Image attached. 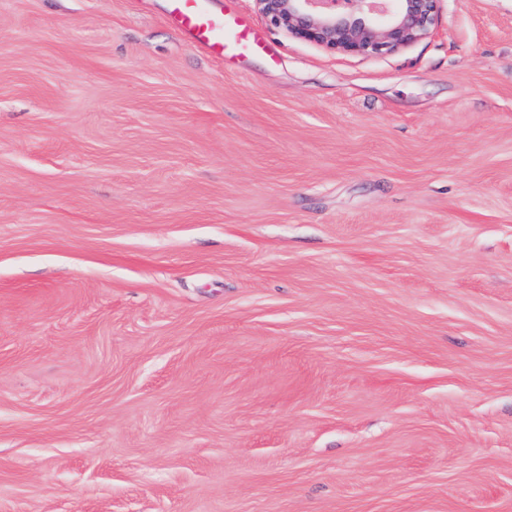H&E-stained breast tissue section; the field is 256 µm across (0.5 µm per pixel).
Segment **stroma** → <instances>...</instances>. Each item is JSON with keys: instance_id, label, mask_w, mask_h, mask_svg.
<instances>
[{"instance_id": "stroma-1", "label": "stroma", "mask_w": 512, "mask_h": 512, "mask_svg": "<svg viewBox=\"0 0 512 512\" xmlns=\"http://www.w3.org/2000/svg\"><path fill=\"white\" fill-rule=\"evenodd\" d=\"M236 5L0 0V512H512V0ZM236 0H225L224 8L213 0H167V11L175 28L216 61L245 60L262 54L275 59L265 36L236 11ZM443 0H255L271 25L327 52L396 53L433 31Z\"/></svg>"}]
</instances>
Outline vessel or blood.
Instances as JSON below:
<instances>
[{
    "instance_id": "b4317fda",
    "label": "vessel or blood",
    "mask_w": 512,
    "mask_h": 512,
    "mask_svg": "<svg viewBox=\"0 0 512 512\" xmlns=\"http://www.w3.org/2000/svg\"><path fill=\"white\" fill-rule=\"evenodd\" d=\"M234 3L225 0L218 8L213 0H167V11L175 28L214 60L272 55L268 40Z\"/></svg>"
}]
</instances>
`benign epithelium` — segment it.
I'll return each instance as SVG.
<instances>
[{
	"instance_id": "7a95c632",
	"label": "benign epithelium",
	"mask_w": 512,
	"mask_h": 512,
	"mask_svg": "<svg viewBox=\"0 0 512 512\" xmlns=\"http://www.w3.org/2000/svg\"><path fill=\"white\" fill-rule=\"evenodd\" d=\"M271 25L327 52L396 53L433 31L442 0H255Z\"/></svg>"
}]
</instances>
